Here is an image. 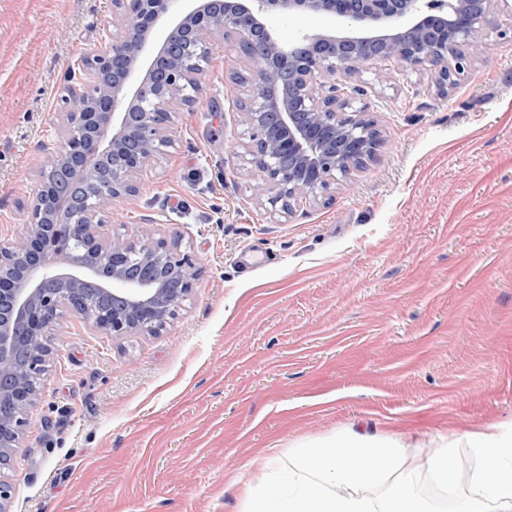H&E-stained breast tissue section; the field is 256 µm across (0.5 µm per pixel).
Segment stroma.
Listing matches in <instances>:
<instances>
[{"mask_svg": "<svg viewBox=\"0 0 512 512\" xmlns=\"http://www.w3.org/2000/svg\"><path fill=\"white\" fill-rule=\"evenodd\" d=\"M512 17L496 11L447 95L387 62L347 80L383 133L331 200L271 214L238 106L251 72L209 46L176 146L115 202L107 234L148 231L195 258L161 332L114 338L65 314L30 425L0 478L9 512H238L232 478L268 448L356 426L438 434L512 428ZM112 0H0V243L21 226L43 145Z\"/></svg>", "mask_w": 512, "mask_h": 512, "instance_id": "obj_1", "label": "stroma"}]
</instances>
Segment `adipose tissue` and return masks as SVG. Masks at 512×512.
Wrapping results in <instances>:
<instances>
[{
    "instance_id": "obj_1",
    "label": "adipose tissue",
    "mask_w": 512,
    "mask_h": 512,
    "mask_svg": "<svg viewBox=\"0 0 512 512\" xmlns=\"http://www.w3.org/2000/svg\"><path fill=\"white\" fill-rule=\"evenodd\" d=\"M463 443L485 463L466 479L449 464ZM236 484L241 512H512V430L441 437L412 464L399 435L351 428L286 452L267 449L263 468Z\"/></svg>"
}]
</instances>
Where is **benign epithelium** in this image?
I'll return each instance as SVG.
<instances>
[{
	"label": "benign epithelium",
	"mask_w": 512,
	"mask_h": 512,
	"mask_svg": "<svg viewBox=\"0 0 512 512\" xmlns=\"http://www.w3.org/2000/svg\"><path fill=\"white\" fill-rule=\"evenodd\" d=\"M512 0H112L122 36L87 56L85 83L63 99L61 139L21 205L23 231L0 244V467L29 425L30 378L46 373V336L64 312L112 337L165 328L195 280L191 252L148 233L101 232L109 207L139 192L138 179L174 147L175 109L202 90L206 46L235 38L253 72L240 109L245 152L260 172L255 196L276 215L331 197L336 181L378 150L371 118L340 93L363 67L394 61L429 74L440 95L471 71L494 9ZM334 22L289 40L266 16Z\"/></svg>",
	"instance_id": "benign-epithelium-1"
}]
</instances>
